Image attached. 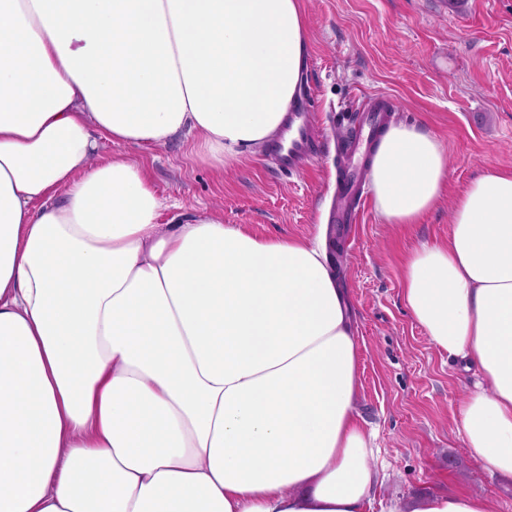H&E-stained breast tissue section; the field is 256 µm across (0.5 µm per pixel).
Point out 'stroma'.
Here are the masks:
<instances>
[{
  "mask_svg": "<svg viewBox=\"0 0 512 512\" xmlns=\"http://www.w3.org/2000/svg\"><path fill=\"white\" fill-rule=\"evenodd\" d=\"M310 51L303 96L314 103L325 149L306 169L281 174L270 150L221 169L177 139L128 147L165 207L208 212L267 236L313 237L336 193L334 144L362 95L382 93L392 122L424 126L449 158L437 206L407 226L385 223L367 203L344 240L343 274L356 329L361 388L356 411L376 435L386 478L372 512L463 489L512 512V477L474 464L454 415L475 380L428 340L402 299L405 255L448 238L455 198L474 178L512 169V0H304Z\"/></svg>",
  "mask_w": 512,
  "mask_h": 512,
  "instance_id": "35a3bbf8",
  "label": "stroma"
}]
</instances>
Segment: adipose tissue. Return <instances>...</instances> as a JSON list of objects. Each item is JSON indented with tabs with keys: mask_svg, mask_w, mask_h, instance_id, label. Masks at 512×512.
<instances>
[{
	"mask_svg": "<svg viewBox=\"0 0 512 512\" xmlns=\"http://www.w3.org/2000/svg\"><path fill=\"white\" fill-rule=\"evenodd\" d=\"M303 0H0V512H369L356 333L323 251L164 208L101 141L193 137L215 167L285 127ZM416 224L448 159L390 125L369 170ZM429 341L472 366L456 432L512 476V169L471 181L406 256ZM388 512H496L442 491Z\"/></svg>",
	"mask_w": 512,
	"mask_h": 512,
	"instance_id": "ef3b65f1",
	"label": "adipose tissue"
}]
</instances>
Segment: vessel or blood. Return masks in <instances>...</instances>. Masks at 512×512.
Masks as SVG:
<instances>
[{"label": "vessel or blood", "mask_w": 512, "mask_h": 512, "mask_svg": "<svg viewBox=\"0 0 512 512\" xmlns=\"http://www.w3.org/2000/svg\"><path fill=\"white\" fill-rule=\"evenodd\" d=\"M389 108L390 100L386 96H364L354 119L353 137L336 149L340 165L336 174V212L331 217L332 223L351 224L355 221L351 204L364 196V157L385 123ZM297 118V137L292 140L287 153L277 156L280 171L288 174L304 162L316 158L322 151V141L314 123L303 112L298 113Z\"/></svg>", "instance_id": "b4317fda"}]
</instances>
